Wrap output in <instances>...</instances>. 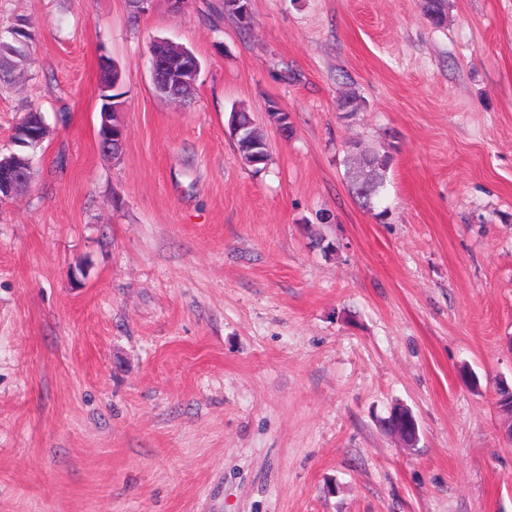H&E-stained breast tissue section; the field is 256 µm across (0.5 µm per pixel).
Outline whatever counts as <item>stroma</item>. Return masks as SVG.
I'll use <instances>...</instances> for the list:
<instances>
[{"instance_id": "stroma-1", "label": "stroma", "mask_w": 512, "mask_h": 512, "mask_svg": "<svg viewBox=\"0 0 512 512\" xmlns=\"http://www.w3.org/2000/svg\"><path fill=\"white\" fill-rule=\"evenodd\" d=\"M251 12L0 0L35 36L0 151L28 106L52 130L0 203V512H512V0H448L441 27L423 0ZM158 38L201 63L186 104L154 88ZM351 142L394 156L377 209L347 190ZM398 404L416 447L382 425ZM101 99L104 97L112 98V109L106 112H99L100 120L97 130V140L101 150L113 146L116 142L122 147L126 138V128L123 121L124 101L122 97L113 99L112 92L105 95L103 90L100 91Z\"/></svg>"}]
</instances>
